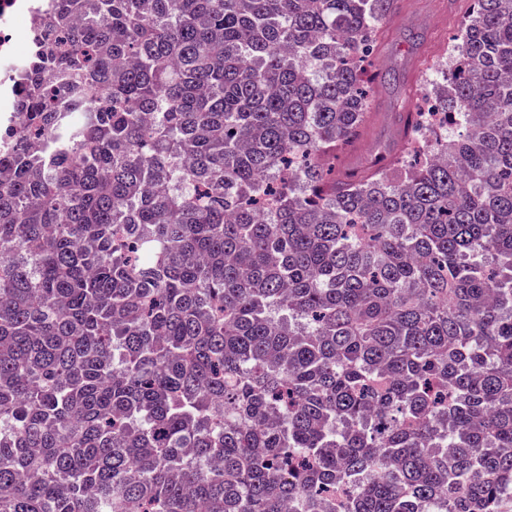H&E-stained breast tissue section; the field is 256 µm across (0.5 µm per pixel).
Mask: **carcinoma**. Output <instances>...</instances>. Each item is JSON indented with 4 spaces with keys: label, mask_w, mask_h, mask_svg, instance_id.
<instances>
[{
    "label": "carcinoma",
    "mask_w": 512,
    "mask_h": 512,
    "mask_svg": "<svg viewBox=\"0 0 512 512\" xmlns=\"http://www.w3.org/2000/svg\"><path fill=\"white\" fill-rule=\"evenodd\" d=\"M393 4L47 7L0 144V512L512 501V0H473L445 128L341 174Z\"/></svg>",
    "instance_id": "carcinoma-1"
}]
</instances>
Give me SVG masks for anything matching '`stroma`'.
<instances>
[{
    "instance_id": "obj_1",
    "label": "stroma",
    "mask_w": 512,
    "mask_h": 512,
    "mask_svg": "<svg viewBox=\"0 0 512 512\" xmlns=\"http://www.w3.org/2000/svg\"><path fill=\"white\" fill-rule=\"evenodd\" d=\"M470 6L471 0H397L370 59L381 78L370 89L366 135L337 168L356 170L377 152L398 148L399 113L415 111L429 95L425 79L439 68Z\"/></svg>"
}]
</instances>
